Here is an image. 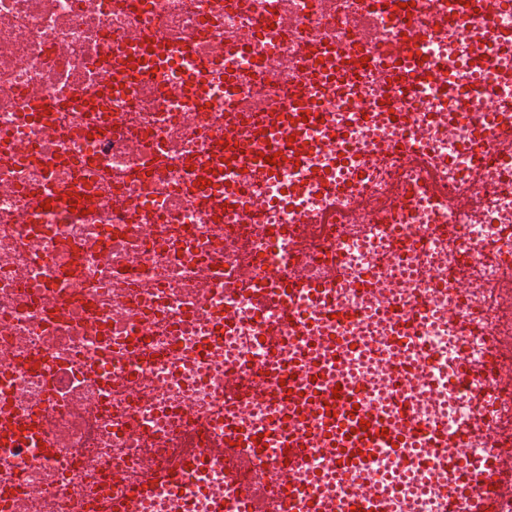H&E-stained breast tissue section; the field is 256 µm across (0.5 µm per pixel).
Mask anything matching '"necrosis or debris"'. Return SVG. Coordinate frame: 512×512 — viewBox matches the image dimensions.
Returning <instances> with one entry per match:
<instances>
[{"label":"necrosis or debris","instance_id":"1","mask_svg":"<svg viewBox=\"0 0 512 512\" xmlns=\"http://www.w3.org/2000/svg\"><path fill=\"white\" fill-rule=\"evenodd\" d=\"M405 26L421 33L407 91L380 77ZM366 42L354 96L314 80L313 59L336 72L330 45ZM302 81L318 114L299 164L248 168L241 198L206 206L201 193L225 190L200 176L226 115L246 128ZM505 111L512 0H413L404 17L389 0H0V424L15 440L0 512H99L189 433L215 464L141 512H212L218 498L238 512L231 428L267 441L253 461L265 512L303 496L342 512L356 487L386 512H445L442 488L467 479L428 448L436 426L512 444V392L479 400L512 371V157L492 129ZM400 144L434 159L439 196L419 191ZM466 190L477 202L462 210ZM299 277L307 290L283 298ZM321 286L349 320L325 313ZM395 308L418 315L398 388L372 358ZM330 336L358 353H321ZM452 354L470 376H452ZM304 356L367 383L383 419L407 401L419 451L378 449L352 485L321 447L285 465L281 375Z\"/></svg>","mask_w":512,"mask_h":512}]
</instances>
